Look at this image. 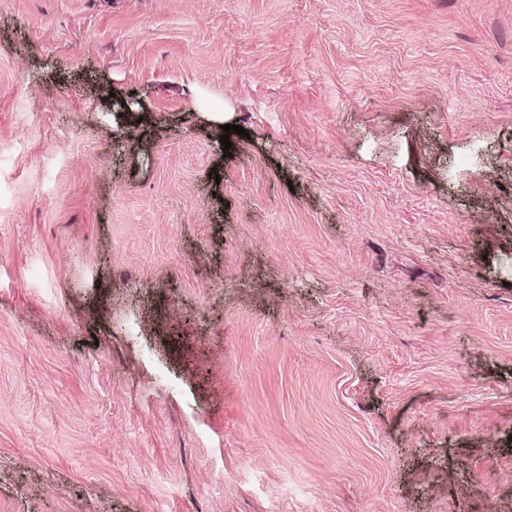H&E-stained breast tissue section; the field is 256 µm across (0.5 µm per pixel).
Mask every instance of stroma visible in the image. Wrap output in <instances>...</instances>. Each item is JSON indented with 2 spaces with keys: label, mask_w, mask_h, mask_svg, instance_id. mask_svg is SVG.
<instances>
[{
  "label": "stroma",
  "mask_w": 512,
  "mask_h": 512,
  "mask_svg": "<svg viewBox=\"0 0 512 512\" xmlns=\"http://www.w3.org/2000/svg\"><path fill=\"white\" fill-rule=\"evenodd\" d=\"M0 512H512V0H0Z\"/></svg>",
  "instance_id": "1"
}]
</instances>
